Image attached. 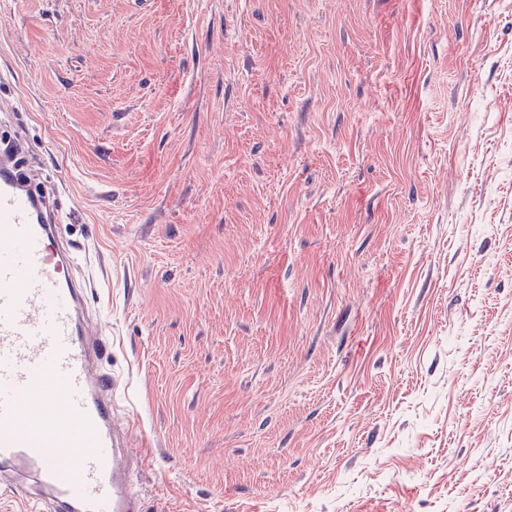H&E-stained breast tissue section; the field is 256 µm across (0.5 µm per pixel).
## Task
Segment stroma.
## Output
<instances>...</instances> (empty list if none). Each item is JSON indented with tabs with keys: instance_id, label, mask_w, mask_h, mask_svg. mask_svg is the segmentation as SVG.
<instances>
[{
	"instance_id": "obj_1",
	"label": "stroma",
	"mask_w": 512,
	"mask_h": 512,
	"mask_svg": "<svg viewBox=\"0 0 512 512\" xmlns=\"http://www.w3.org/2000/svg\"><path fill=\"white\" fill-rule=\"evenodd\" d=\"M0 98L146 512H512V0H0Z\"/></svg>"
}]
</instances>
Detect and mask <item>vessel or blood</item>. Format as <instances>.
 <instances>
[{"mask_svg":"<svg viewBox=\"0 0 512 512\" xmlns=\"http://www.w3.org/2000/svg\"><path fill=\"white\" fill-rule=\"evenodd\" d=\"M65 215L0 157V478L22 512H145L120 378L91 324L95 283L56 233Z\"/></svg>","mask_w":512,"mask_h":512,"instance_id":"b4317fda","label":"vessel or blood"}]
</instances>
